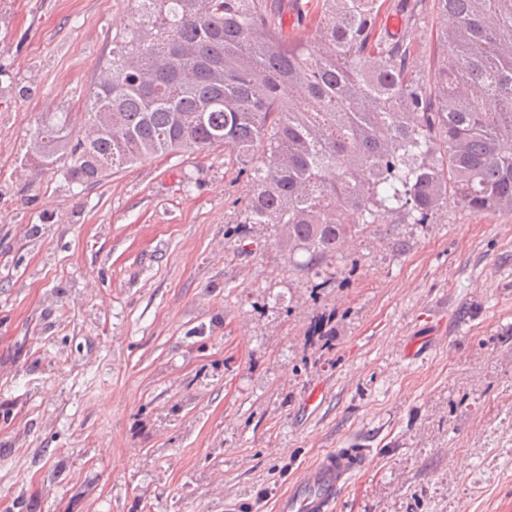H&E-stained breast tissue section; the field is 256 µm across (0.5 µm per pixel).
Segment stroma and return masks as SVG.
Here are the masks:
<instances>
[{
	"mask_svg": "<svg viewBox=\"0 0 512 512\" xmlns=\"http://www.w3.org/2000/svg\"><path fill=\"white\" fill-rule=\"evenodd\" d=\"M133 21L0 0V512H274L350 444L337 512H512V215L452 196L309 269L235 234L251 182L220 147L75 193L30 139Z\"/></svg>",
	"mask_w": 512,
	"mask_h": 512,
	"instance_id": "obj_1",
	"label": "stroma"
}]
</instances>
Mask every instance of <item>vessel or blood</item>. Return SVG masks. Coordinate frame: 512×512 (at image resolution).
I'll list each match as a JSON object with an SVG mask.
<instances>
[{
	"instance_id": "vessel-or-blood-1",
	"label": "vessel or blood",
	"mask_w": 512,
	"mask_h": 512,
	"mask_svg": "<svg viewBox=\"0 0 512 512\" xmlns=\"http://www.w3.org/2000/svg\"><path fill=\"white\" fill-rule=\"evenodd\" d=\"M363 448L323 452L290 483L276 500V512H335L354 478L368 466Z\"/></svg>"
}]
</instances>
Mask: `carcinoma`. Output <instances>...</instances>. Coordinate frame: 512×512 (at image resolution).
I'll return each mask as SVG.
<instances>
[{"label":"carcinoma","mask_w":512,"mask_h":512,"mask_svg":"<svg viewBox=\"0 0 512 512\" xmlns=\"http://www.w3.org/2000/svg\"><path fill=\"white\" fill-rule=\"evenodd\" d=\"M88 92L89 139L54 114L38 165L71 159L86 189L146 156L224 147L252 193L237 220L316 266L358 228L426 224L453 195L512 215V0H432L422 47L386 38V0H317L311 39L283 34L275 0H132Z\"/></svg>","instance_id":"carcinoma-1"}]
</instances>
